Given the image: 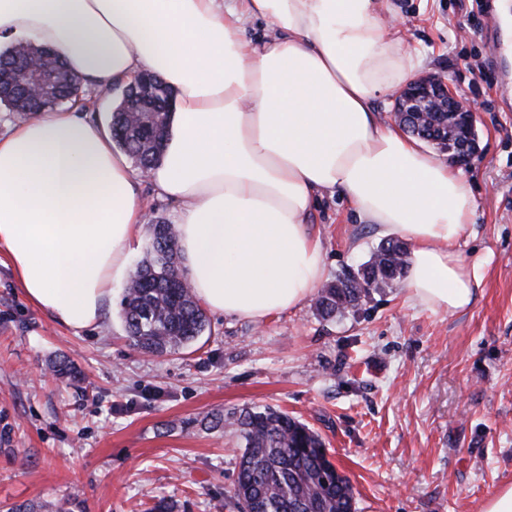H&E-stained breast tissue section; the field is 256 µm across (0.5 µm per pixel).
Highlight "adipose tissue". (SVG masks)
<instances>
[{
  "mask_svg": "<svg viewBox=\"0 0 512 512\" xmlns=\"http://www.w3.org/2000/svg\"><path fill=\"white\" fill-rule=\"evenodd\" d=\"M383 2L0 0V49H54L97 88L148 69L175 92L145 172L78 108L7 122L0 248L25 299L73 330L99 323L142 234L146 180L176 205L186 279L211 312L262 325L311 299L326 264L309 218L327 192L411 242V302L470 306L481 274L457 244L471 185L375 107L420 64ZM256 19L276 29L258 46L241 37Z\"/></svg>",
  "mask_w": 512,
  "mask_h": 512,
  "instance_id": "1",
  "label": "adipose tissue"
}]
</instances>
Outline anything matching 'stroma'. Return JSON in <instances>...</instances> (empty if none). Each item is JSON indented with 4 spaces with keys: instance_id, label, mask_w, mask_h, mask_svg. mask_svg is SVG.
Segmentation results:
<instances>
[{
    "instance_id": "35a3bbf8",
    "label": "stroma",
    "mask_w": 512,
    "mask_h": 512,
    "mask_svg": "<svg viewBox=\"0 0 512 512\" xmlns=\"http://www.w3.org/2000/svg\"><path fill=\"white\" fill-rule=\"evenodd\" d=\"M421 74L448 80L476 115L462 172L474 193L460 252L479 293L454 314L410 303L405 282L323 320L313 304L255 325L208 313L175 354L126 337L112 285L99 324L76 332L23 296L0 250V507L71 499L81 512H236L244 441L211 414L271 406L317 431L355 490L358 512H479L512 483V87L486 81L470 0H389ZM327 281L381 241L340 195L310 215ZM67 358L80 377L56 376Z\"/></svg>"
}]
</instances>
